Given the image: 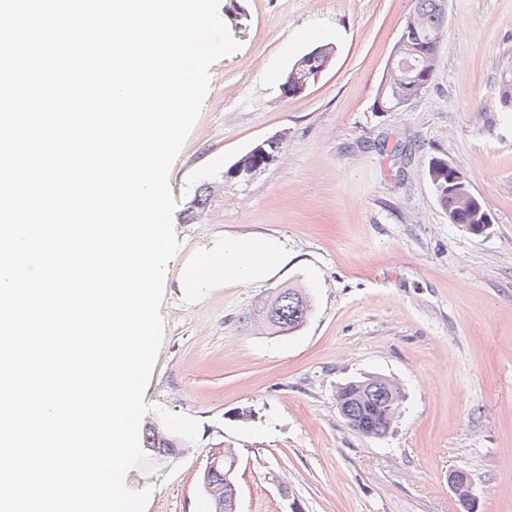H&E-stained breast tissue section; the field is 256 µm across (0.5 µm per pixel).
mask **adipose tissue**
<instances>
[{"label":"adipose tissue","mask_w":512,"mask_h":512,"mask_svg":"<svg viewBox=\"0 0 512 512\" xmlns=\"http://www.w3.org/2000/svg\"><path fill=\"white\" fill-rule=\"evenodd\" d=\"M285 259V251L268 238H228L221 248L203 252L192 260L193 271L183 286L192 292L216 287L226 280L252 282L263 279Z\"/></svg>","instance_id":"1"}]
</instances>
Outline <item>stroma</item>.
<instances>
[{"instance_id": "35a3bbf8", "label": "stroma", "mask_w": 512, "mask_h": 512, "mask_svg": "<svg viewBox=\"0 0 512 512\" xmlns=\"http://www.w3.org/2000/svg\"><path fill=\"white\" fill-rule=\"evenodd\" d=\"M413 0H220L246 26L213 62L200 115L169 172L178 241L164 268L162 341L144 421L175 423L189 451L125 482L144 512H204L210 443L239 457L238 512H460L448 474H470L477 512H512V0H447L434 75L392 112L377 90ZM337 53L318 83L279 80L322 43ZM281 150L226 178L258 142ZM442 156L492 216L451 223L427 175ZM209 188L196 219L186 209ZM231 236L278 239L287 263L264 279L188 295L187 260ZM306 288L296 334L242 323L282 284ZM379 373L404 394L381 438L347 427L336 390ZM256 419L235 421L239 409Z\"/></svg>"}]
</instances>
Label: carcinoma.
Masks as SVG:
<instances>
[{
    "instance_id": "cac0c4a2",
    "label": "carcinoma",
    "mask_w": 512,
    "mask_h": 512,
    "mask_svg": "<svg viewBox=\"0 0 512 512\" xmlns=\"http://www.w3.org/2000/svg\"><path fill=\"white\" fill-rule=\"evenodd\" d=\"M443 0H414V8L410 16L415 20V28L409 34V52L405 55V69H398L387 75L396 89L389 90L385 98L397 106L400 101L411 98L414 90L410 89L409 79L414 78L422 69L434 66L437 54V37L444 29L447 15L441 8ZM428 176L434 187L439 205L452 217L453 223L467 230L483 223L482 214L470 206V199L448 191V159L440 156L431 158ZM310 301L304 289L293 285H285L274 289L249 310L244 318V325L259 326L269 336H285L298 332L307 322L304 316L297 314L300 300ZM390 388L397 403L403 402V393L396 382L382 374H367L359 379L341 385L336 391V403L350 406V412L343 415L345 424L352 430L363 435L370 431L388 432L394 422V414L386 403L363 400V394L369 388ZM179 434L171 425L150 422L144 425L142 450L153 457L157 451L164 450L171 454L181 451L167 443L162 432ZM230 450H224V463L209 472V485L212 493L205 494L204 501L207 512H217L218 503L230 501L238 491L227 482L226 475L236 458H229Z\"/></svg>"
}]
</instances>
